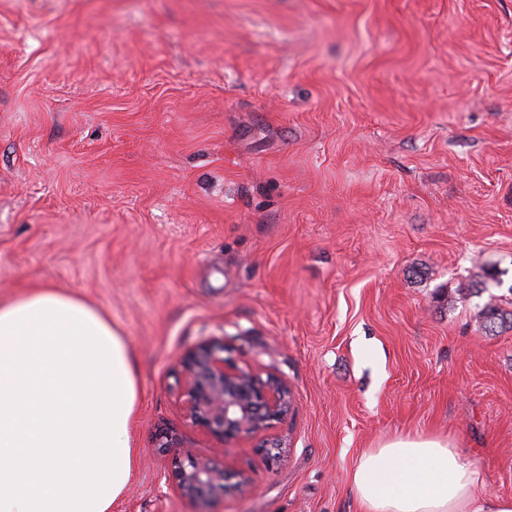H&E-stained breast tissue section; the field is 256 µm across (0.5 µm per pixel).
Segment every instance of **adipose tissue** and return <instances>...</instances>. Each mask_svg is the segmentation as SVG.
<instances>
[{"label":"adipose tissue","mask_w":512,"mask_h":512,"mask_svg":"<svg viewBox=\"0 0 512 512\" xmlns=\"http://www.w3.org/2000/svg\"><path fill=\"white\" fill-rule=\"evenodd\" d=\"M137 402L133 354L106 312L50 285L0 301V512H112L140 461ZM347 484L360 512H512L431 433L365 450Z\"/></svg>","instance_id":"obj_1"}]
</instances>
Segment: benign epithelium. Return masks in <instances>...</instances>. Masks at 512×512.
Segmentation results:
<instances>
[{
	"label": "benign epithelium",
	"instance_id": "obj_1",
	"mask_svg": "<svg viewBox=\"0 0 512 512\" xmlns=\"http://www.w3.org/2000/svg\"><path fill=\"white\" fill-rule=\"evenodd\" d=\"M227 350L224 337L212 336L177 363L186 418L221 444L266 433L293 405V391L281 376L269 371L263 378L249 367H240L225 357ZM155 442L168 456L166 481L195 502L198 512H212L214 503L249 483L245 473H228L216 460L182 447L168 431L158 433Z\"/></svg>",
	"mask_w": 512,
	"mask_h": 512
}]
</instances>
